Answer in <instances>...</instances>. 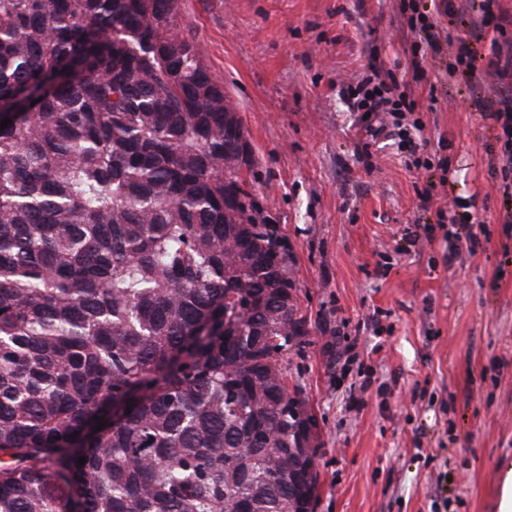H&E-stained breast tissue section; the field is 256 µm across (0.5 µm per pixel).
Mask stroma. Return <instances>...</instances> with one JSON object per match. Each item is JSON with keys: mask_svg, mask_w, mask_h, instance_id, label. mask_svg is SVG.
<instances>
[{"mask_svg": "<svg viewBox=\"0 0 512 512\" xmlns=\"http://www.w3.org/2000/svg\"><path fill=\"white\" fill-rule=\"evenodd\" d=\"M401 0H178L253 150L245 178L288 245L312 345L290 359L318 421L315 512H496L512 460V209L492 166L497 78L447 77L456 47L413 87L426 156L398 137L357 148L364 115L341 89L376 51L405 65ZM435 111H428V103ZM445 186L428 209L424 178ZM491 218L489 241L448 266L437 213ZM365 387L351 411L350 388Z\"/></svg>", "mask_w": 512, "mask_h": 512, "instance_id": "stroma-1", "label": "stroma"}]
</instances>
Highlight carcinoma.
Here are the masks:
<instances>
[{"label":"carcinoma","instance_id":"obj_1","mask_svg":"<svg viewBox=\"0 0 512 512\" xmlns=\"http://www.w3.org/2000/svg\"><path fill=\"white\" fill-rule=\"evenodd\" d=\"M176 12L0 0V512H315L288 246Z\"/></svg>","mask_w":512,"mask_h":512}]
</instances>
